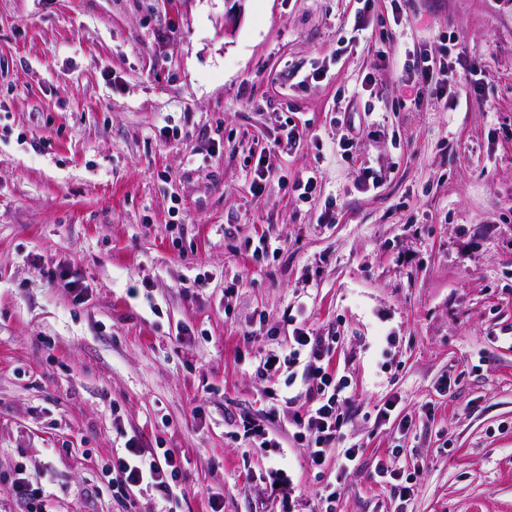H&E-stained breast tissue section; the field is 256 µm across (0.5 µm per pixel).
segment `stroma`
I'll list each match as a JSON object with an SVG mask.
<instances>
[{
	"instance_id": "35a3bbf8",
	"label": "stroma",
	"mask_w": 512,
	"mask_h": 512,
	"mask_svg": "<svg viewBox=\"0 0 512 512\" xmlns=\"http://www.w3.org/2000/svg\"><path fill=\"white\" fill-rule=\"evenodd\" d=\"M390 40L465 51L481 97L408 103ZM312 170L303 202L286 184ZM297 326L335 337L350 382L344 476L293 439L303 380L255 374ZM246 416L288 448L286 497ZM130 436L181 460V496H113ZM390 456L408 501L376 481ZM19 471L49 512H324L338 478L334 512H512V8L0 0V512L25 510Z\"/></svg>"
}]
</instances>
